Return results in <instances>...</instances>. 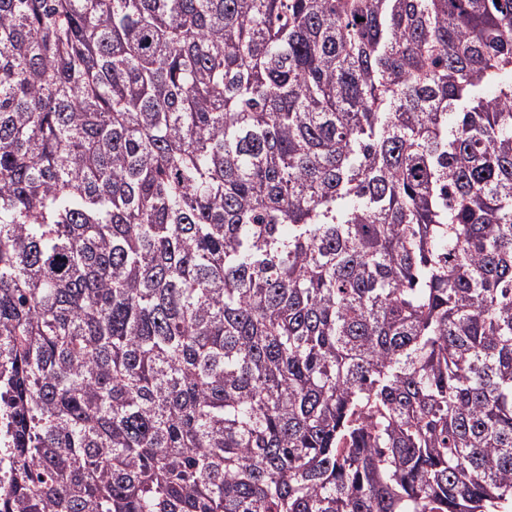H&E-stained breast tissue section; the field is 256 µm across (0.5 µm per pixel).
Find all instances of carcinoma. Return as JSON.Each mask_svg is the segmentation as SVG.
I'll return each mask as SVG.
<instances>
[{"label":"carcinoma","mask_w":512,"mask_h":512,"mask_svg":"<svg viewBox=\"0 0 512 512\" xmlns=\"http://www.w3.org/2000/svg\"><path fill=\"white\" fill-rule=\"evenodd\" d=\"M0 512H512V0H0ZM8 439L5 436L2 423L0 422V493L3 495L10 485V466L12 462V448H7Z\"/></svg>","instance_id":"cac0c4a2"}]
</instances>
